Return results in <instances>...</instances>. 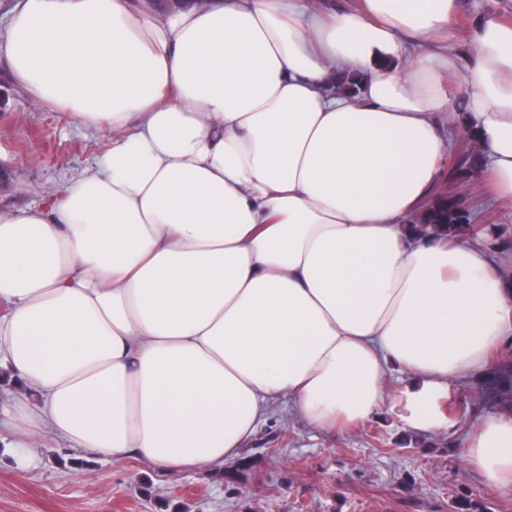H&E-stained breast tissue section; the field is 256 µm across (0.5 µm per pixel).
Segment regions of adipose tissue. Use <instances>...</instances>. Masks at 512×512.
I'll use <instances>...</instances> for the list:
<instances>
[{"instance_id":"obj_1","label":"adipose tissue","mask_w":512,"mask_h":512,"mask_svg":"<svg viewBox=\"0 0 512 512\" xmlns=\"http://www.w3.org/2000/svg\"><path fill=\"white\" fill-rule=\"evenodd\" d=\"M18 0L14 80L112 145L41 209L0 210V369L22 448L215 470L280 400L309 426L446 425L512 342L483 245L423 236L451 141L512 202V0ZM361 74L356 92L338 74ZM460 80L462 102L448 86ZM404 375L390 386L388 370ZM465 458L512 486V415ZM497 6L495 0H470L469 12L459 19L453 28L454 37L448 39L449 47H460L466 42L467 32L470 27L472 18L476 13H485L494 9Z\"/></svg>"}]
</instances>
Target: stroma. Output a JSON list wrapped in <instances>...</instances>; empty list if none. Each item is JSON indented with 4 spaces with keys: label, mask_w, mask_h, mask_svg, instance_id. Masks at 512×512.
<instances>
[{
    "label": "stroma",
    "mask_w": 512,
    "mask_h": 512,
    "mask_svg": "<svg viewBox=\"0 0 512 512\" xmlns=\"http://www.w3.org/2000/svg\"><path fill=\"white\" fill-rule=\"evenodd\" d=\"M112 142L79 129L64 110L37 104L0 55V207L38 206L92 169ZM476 378L452 389L448 428L411 430L380 412L347 431L318 430L279 402L221 472H166L112 462L44 436L37 450L10 447L0 431V512H503L512 486L488 485L463 455L485 417Z\"/></svg>",
    "instance_id": "1"
}]
</instances>
